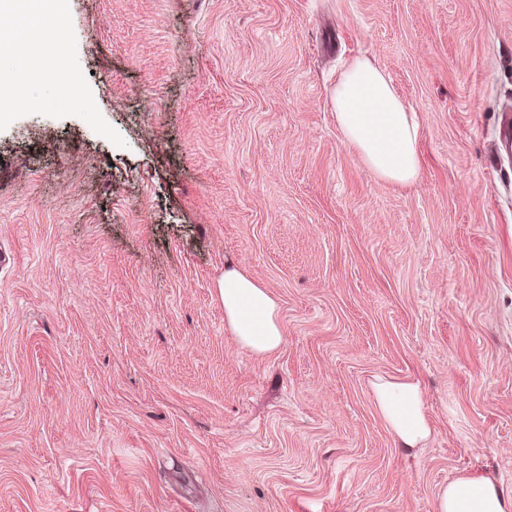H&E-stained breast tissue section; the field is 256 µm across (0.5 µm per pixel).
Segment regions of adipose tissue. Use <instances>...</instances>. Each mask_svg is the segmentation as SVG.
Segmentation results:
<instances>
[{"label":"adipose tissue","instance_id":"1","mask_svg":"<svg viewBox=\"0 0 512 512\" xmlns=\"http://www.w3.org/2000/svg\"><path fill=\"white\" fill-rule=\"evenodd\" d=\"M333 106L345 140L381 180L403 186L417 182L419 125L384 71L365 58L350 62L336 81ZM217 292L225 327L241 348L262 357L281 346L279 306L267 288L243 268L229 264ZM372 395L400 447H418L431 436L417 380L379 377ZM436 512H512V497L488 478L464 476L440 489Z\"/></svg>","mask_w":512,"mask_h":512}]
</instances>
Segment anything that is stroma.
I'll use <instances>...</instances> for the list:
<instances>
[{"instance_id": "1", "label": "stroma", "mask_w": 512, "mask_h": 512, "mask_svg": "<svg viewBox=\"0 0 512 512\" xmlns=\"http://www.w3.org/2000/svg\"><path fill=\"white\" fill-rule=\"evenodd\" d=\"M117 147L0 131V512H435L512 496V0H69ZM364 56L420 124L380 180L331 104ZM269 288L265 357L224 326ZM432 425L398 447L375 378ZM217 292L224 304L225 328L241 348L262 357L281 346L279 306L267 288L243 268L228 264ZM372 395L376 409L400 447L416 448L431 436L424 392L417 380L378 377L372 383ZM512 497L505 496L485 477L464 476L441 488L436 512H510Z\"/></svg>"}]
</instances>
